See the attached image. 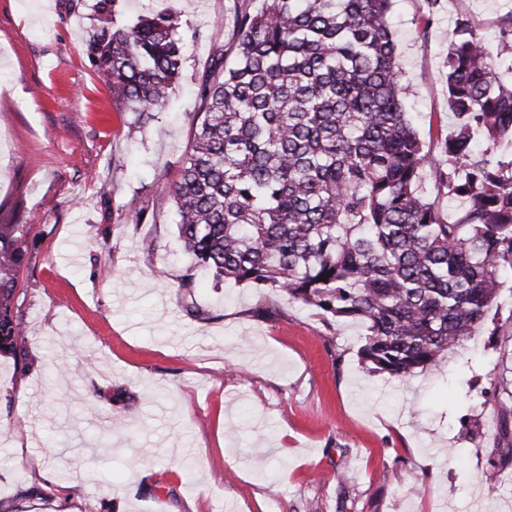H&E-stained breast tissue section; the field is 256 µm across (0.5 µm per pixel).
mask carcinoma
<instances>
[{"mask_svg": "<svg viewBox=\"0 0 512 512\" xmlns=\"http://www.w3.org/2000/svg\"><path fill=\"white\" fill-rule=\"evenodd\" d=\"M95 0L87 54L142 127L180 76L178 16L117 24ZM234 41L197 83L192 141L171 187L178 237L218 282L284 293L337 323L365 325L362 362L406 377L437 367L496 304L512 270V88L498 76L512 13L491 46L467 20L445 58L450 134L419 138L402 101L391 0H237ZM466 201L444 211L425 181ZM20 224L0 225V355L28 368L14 275ZM512 466V379L501 378ZM53 485L0 496L25 512Z\"/></svg>", "mask_w": 512, "mask_h": 512, "instance_id": "obj_1", "label": "carcinoma"}]
</instances>
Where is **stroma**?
<instances>
[{
    "instance_id": "35a3bbf8",
    "label": "stroma",
    "mask_w": 512,
    "mask_h": 512,
    "mask_svg": "<svg viewBox=\"0 0 512 512\" xmlns=\"http://www.w3.org/2000/svg\"><path fill=\"white\" fill-rule=\"evenodd\" d=\"M94 0H0V224L27 227L16 292L30 367L0 356V492L81 485L26 512H512L489 459L512 367V274L494 318L438 369L370 372L365 329L268 288L215 284L170 188L213 43L237 0H126L178 14L182 74L139 130L85 52ZM512 0H393L403 103L451 132L443 62L465 17L489 42ZM427 41H420V29ZM156 489L145 495V487Z\"/></svg>"
}]
</instances>
